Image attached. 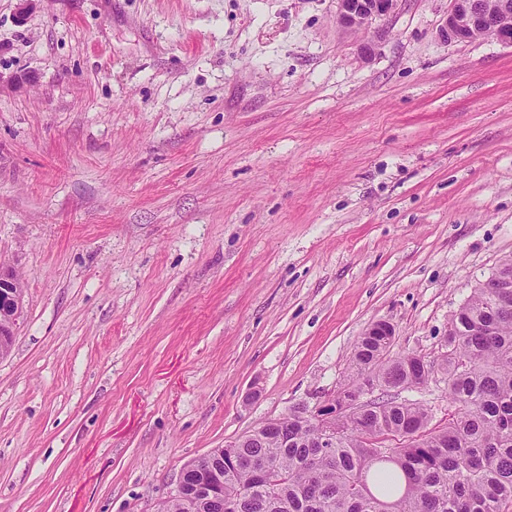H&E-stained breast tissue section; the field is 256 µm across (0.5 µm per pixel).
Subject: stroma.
<instances>
[{"label": "stroma", "mask_w": 512, "mask_h": 512, "mask_svg": "<svg viewBox=\"0 0 512 512\" xmlns=\"http://www.w3.org/2000/svg\"><path fill=\"white\" fill-rule=\"evenodd\" d=\"M448 6L0 0V512H158L370 323L440 361L512 256V47ZM336 20L349 31L362 30L377 18L389 17L399 0H336ZM11 266L0 265V342L5 336H14L21 310L22 292ZM1 309H3L1 311ZM3 319H5L3 321Z\"/></svg>", "instance_id": "obj_1"}]
</instances>
